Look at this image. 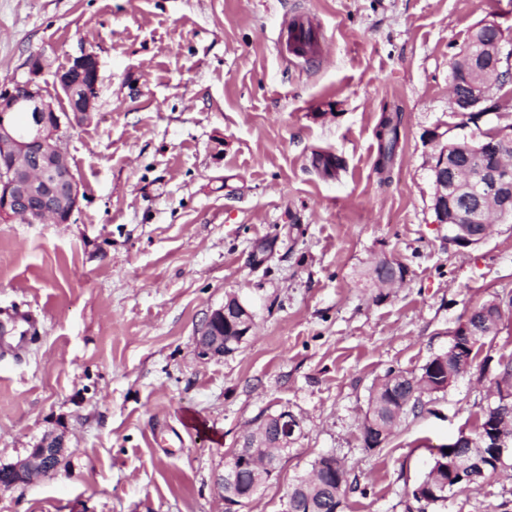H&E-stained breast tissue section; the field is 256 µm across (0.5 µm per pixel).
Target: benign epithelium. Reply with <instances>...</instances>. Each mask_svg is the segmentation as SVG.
<instances>
[{"instance_id": "obj_1", "label": "benign epithelium", "mask_w": 512, "mask_h": 512, "mask_svg": "<svg viewBox=\"0 0 512 512\" xmlns=\"http://www.w3.org/2000/svg\"><path fill=\"white\" fill-rule=\"evenodd\" d=\"M476 40L481 42L483 56L459 55L458 65L469 73L465 89L451 92L453 111L461 116L488 112L485 86L498 88L497 97L512 98V42L495 22L483 21L476 26ZM42 68L41 60L30 64L29 78L0 88V217L22 220L28 224L70 221L80 204L79 183L71 170L64 148V130L90 118L95 111L99 62L95 53L85 51L72 58L69 65L57 72V82L69 97V111L58 112L35 78ZM29 113V129L22 131L14 113ZM454 156L435 154L429 170L437 187L436 197L448 199V192L465 196V206L444 216L435 214V223L448 225L452 242L471 247L482 244L488 235V210H493L495 222L512 223V167L499 164L474 176L465 169H453ZM229 305L211 310L198 329L196 348L204 358L224 356V337L244 340L253 330L252 313L239 305L238 316L230 318ZM274 419L279 436L291 441L301 433V422L283 410ZM472 448L466 455L448 457L450 479L440 485V491L453 489L457 483H475L485 478L487 471L495 473L510 467L512 434L491 421L480 439L459 433L450 447ZM65 450L61 435H49L29 455L9 465L0 477L4 486L25 485L38 476L57 471ZM234 464L224 468L215 486L223 502L233 497L238 480L245 472L257 471L247 449L231 455Z\"/></svg>"}]
</instances>
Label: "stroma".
Here are the masks:
<instances>
[{
  "label": "stroma",
  "instance_id": "obj_1",
  "mask_svg": "<svg viewBox=\"0 0 512 512\" xmlns=\"http://www.w3.org/2000/svg\"><path fill=\"white\" fill-rule=\"evenodd\" d=\"M297 12L321 45L307 61L281 39ZM483 20L512 37V0H0V85L41 57L63 112L57 72L85 51L100 63L92 118L65 133L78 210L0 223V316L39 320L23 353H0V466L65 439L54 475L0 486V512H222L217 474L284 409L302 433L241 512H283L323 455L354 479L341 512H407L512 355L507 308L470 371L366 449L374 385L420 373L473 307L512 298V224L461 247L430 210L429 134L462 122L449 62ZM382 258L403 283L370 286ZM231 294L253 334L201 357L197 329ZM426 512H512V476ZM380 126H388L390 128V136L386 141L380 140V159L378 167L380 170L389 168L400 139V126L401 116L400 112H395L394 115H385L380 123Z\"/></svg>",
  "mask_w": 512,
  "mask_h": 512
}]
</instances>
